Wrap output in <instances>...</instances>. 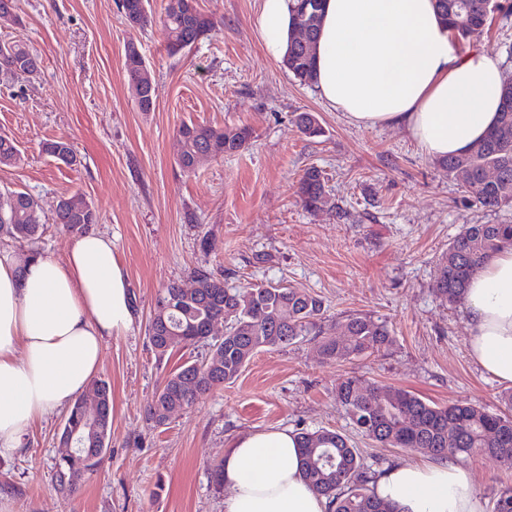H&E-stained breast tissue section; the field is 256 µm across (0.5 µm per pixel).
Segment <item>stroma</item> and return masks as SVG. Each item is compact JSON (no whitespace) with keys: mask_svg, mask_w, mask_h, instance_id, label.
Returning <instances> with one entry per match:
<instances>
[{"mask_svg":"<svg viewBox=\"0 0 512 512\" xmlns=\"http://www.w3.org/2000/svg\"><path fill=\"white\" fill-rule=\"evenodd\" d=\"M215 25L191 49L170 55L150 0L151 24L130 25L117 0H17L21 25L0 41H25L41 61L37 77L0 81V134L23 158L0 167V190L19 189L42 208L36 246L11 244L24 258H63L72 236L54 222L60 198L80 195L110 235L134 295L136 320L107 344L99 378L113 396L112 443L98 467L61 497L54 475L65 412L40 422L25 448L0 457V512H224L227 488L211 468L227 442L254 431L319 427L347 435L365 466L429 463L404 448L359 435L338 409L337 384L357 377L413 391L438 404L467 401L499 411L504 384L474 363L459 306L436 291L438 264L466 224H512V206L475 205L405 127L358 126L329 109L314 87L295 82L265 57L256 31L259 0H198ZM135 45L155 80L153 111H139L125 80ZM486 49L512 73V15L495 14L461 53ZM313 113L321 136L295 118ZM246 126L243 150L203 159L194 172L177 161L181 124ZM63 138L78 163L46 156ZM327 185L320 211L304 208L299 182L309 168ZM209 247H201V239ZM208 269L236 286L281 283L322 299L332 334L351 314L385 320L390 349L343 363L325 361L316 341L261 349L231 383L155 428L146 408L168 374L204 355L205 344L156 358L147 325L158 294ZM483 499L512 486V465L465 459Z\"/></svg>","mask_w":512,"mask_h":512,"instance_id":"35a3bbf8","label":"stroma"}]
</instances>
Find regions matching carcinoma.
Returning <instances> with one entry per match:
<instances>
[{"label":"carcinoma","instance_id":"cac0c4a2","mask_svg":"<svg viewBox=\"0 0 512 512\" xmlns=\"http://www.w3.org/2000/svg\"><path fill=\"white\" fill-rule=\"evenodd\" d=\"M436 3L459 41L479 37L493 15L505 10L499 0ZM118 7L131 25L144 27L152 22L150 0H118ZM322 9L323 0H297L295 6V28L307 29L308 37L303 44L291 38L283 66L301 85L314 82ZM18 22L15 0H0V25ZM213 25V17L199 8L198 0H167L162 27L168 53L191 49ZM38 67V56L22 41L0 43L1 75H32ZM126 80L139 111H153L154 79L141 55H126ZM296 124L306 137L322 134L317 118L309 112L300 113ZM177 137L181 145L178 164L191 172L208 152L219 156L243 149L251 130L184 123ZM43 151L66 165L77 159L73 145L64 139L46 141ZM20 162L15 142L0 135V165ZM439 164L480 207L492 210L512 204V84H503L497 123L489 134L464 152L440 159ZM490 169L499 173L497 179H486ZM299 194L306 209L321 207L325 182L320 170L312 167L305 172ZM96 219L95 209L81 197H63L55 210V222L76 234L88 231ZM43 230L39 205L29 193L0 192V239L32 245ZM507 247H512V224L462 227L442 258L439 294L450 305L460 302L476 269ZM192 278L194 287L172 282L157 297L148 323L149 340L160 359L174 349L200 342L209 343V351L204 358L177 367L157 390L147 409V421L156 427L214 388L236 380L261 348H284L311 334L319 339L324 359L341 362L387 350L394 342L387 325L367 314H353L342 323L345 337L329 334L321 325L322 301L299 288L283 284L230 287L223 277L204 269L193 271ZM221 317L224 339L211 341L208 325ZM89 392L99 399L97 420H92L90 407L80 398L68 412L60 434V444L73 448V454L62 458L57 473L59 490L66 495L73 491L75 478L94 470L111 441L112 387L104 379H95ZM336 401L359 433L383 446L408 448L436 460L488 455L512 465V390L501 397L506 411L491 414L467 402L438 405L403 388L364 384L348 377L336 387ZM299 435L303 476L329 499L333 512H394L370 490L371 471L347 436L324 427ZM491 512H512V487L495 494Z\"/></svg>","mask_w":512,"mask_h":512}]
</instances>
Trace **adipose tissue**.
<instances>
[{
	"mask_svg": "<svg viewBox=\"0 0 512 512\" xmlns=\"http://www.w3.org/2000/svg\"><path fill=\"white\" fill-rule=\"evenodd\" d=\"M296 0H260L265 56L282 61ZM495 55H460L434 0H325L315 88L361 126L401 125L440 158L482 139L497 119ZM127 272L111 237L76 235L65 260L0 253V456L19 451L41 420L71 407L97 373L108 341L135 322ZM472 359L512 385V248L480 266L463 299ZM298 435L256 431L224 451V512H331L298 466ZM397 512H486L470 472L447 460L398 462L372 480Z\"/></svg>",
	"mask_w": 512,
	"mask_h": 512,
	"instance_id": "1",
	"label": "adipose tissue"
}]
</instances>
